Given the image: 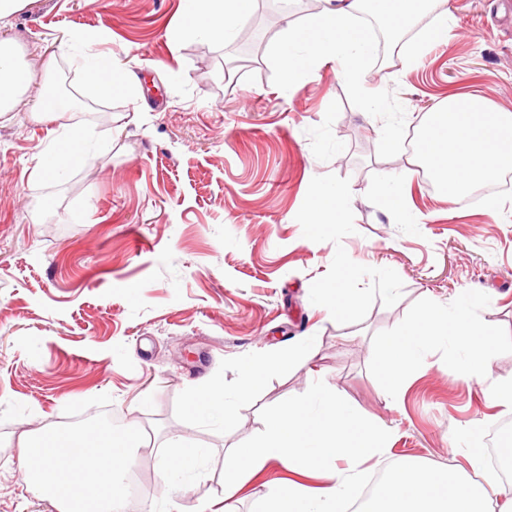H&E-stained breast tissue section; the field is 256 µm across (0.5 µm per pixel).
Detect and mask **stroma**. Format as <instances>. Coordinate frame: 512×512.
Wrapping results in <instances>:
<instances>
[{
    "mask_svg": "<svg viewBox=\"0 0 512 512\" xmlns=\"http://www.w3.org/2000/svg\"><path fill=\"white\" fill-rule=\"evenodd\" d=\"M178 2L32 0L0 25L36 77L0 116V512H57L29 485L21 433L94 424L148 435L131 465L148 488L139 512L170 508L157 471L171 441L206 448L180 497L195 512L224 498L225 449L255 439L264 412L317 377L388 430L385 463L366 465L371 478L404 456L462 464L457 434L474 420L494 443L512 424L487 393L512 378V187L449 202L429 189L411 146L449 95L512 112V0H437L386 45L360 93L332 60L282 91L270 49L309 15L305 0L286 11L255 0L241 24L249 40L226 45L185 33ZM442 12L447 38L407 59L404 43ZM86 32L99 35L88 53L129 71L131 95L84 84L63 45ZM64 80L75 111L33 117L38 93ZM369 99L385 100L389 114L367 111ZM65 123L81 127L89 154L66 180L34 175ZM405 169L418 221L394 224L377 188ZM336 181L351 195L343 224L322 235L299 217L315 186ZM344 270L363 301L339 319L319 294ZM463 290L498 335L490 371L461 379L438 349L386 406L373 339L404 328L426 300L448 305ZM302 340L316 348L311 365L267 377L231 422L191 416L199 380L232 383L240 360ZM290 481L325 483L271 464L232 503L257 512L262 485Z\"/></svg>",
    "mask_w": 512,
    "mask_h": 512,
    "instance_id": "35a3bbf8",
    "label": "stroma"
}]
</instances>
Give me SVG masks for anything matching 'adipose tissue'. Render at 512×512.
<instances>
[{"instance_id":"1","label":"adipose tissue","mask_w":512,"mask_h":512,"mask_svg":"<svg viewBox=\"0 0 512 512\" xmlns=\"http://www.w3.org/2000/svg\"><path fill=\"white\" fill-rule=\"evenodd\" d=\"M435 0H324L323 9L303 22L288 25L273 47L283 87L314 73L324 59L336 60L340 76L363 88L367 68L377 45L360 18L369 13L408 29L415 17L432 8ZM252 0H181L187 30L220 42L234 39ZM87 85L100 93H123L131 83L125 70L100 60L82 67ZM32 83V73L21 65L10 46L0 44V112L14 109ZM416 156L441 184L443 194L456 202L512 167V113L475 98L452 97L435 111L420 132ZM349 190L336 184L318 187L312 206L300 217L318 231L342 223ZM472 301L461 297L446 306L428 300L406 329L378 337L374 351L381 359L382 395L394 404L409 376L425 365L439 345H447L459 376L471 379L488 372L496 333L475 321ZM313 349L302 347L242 360L234 388L222 378L205 377L191 392L188 407L201 419L231 421L238 403L246 401L271 373L311 362ZM484 424L465 426L469 445L462 451L470 470L453 473L407 456L393 463L376 486L371 502L361 512H493L498 480L485 471L481 446ZM388 432L373 418L357 415L328 384L310 387L302 398L280 405L264 420L253 442L224 452V493L275 460L297 471L316 470L327 477L325 486L309 489L299 484L273 486L261 496V512H345L352 491L362 481L363 466L387 454ZM140 431L113 433L101 426L82 431L46 430L21 434L19 446L30 462L36 484L57 498L60 512H119L124 498L120 475L127 470L134 449L142 447ZM79 447L91 475L105 473L107 486L75 477L68 450ZM479 480H472V473Z\"/></svg>"}]
</instances>
